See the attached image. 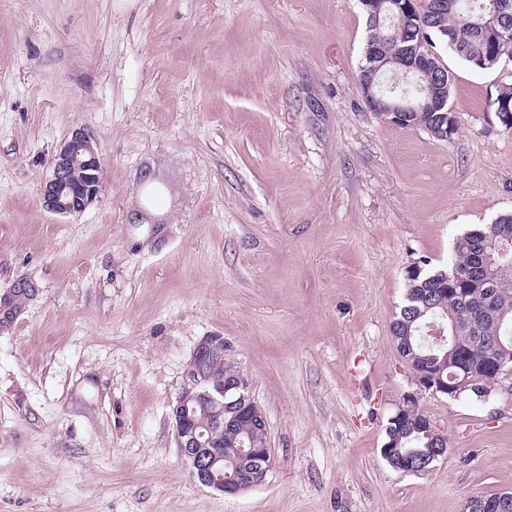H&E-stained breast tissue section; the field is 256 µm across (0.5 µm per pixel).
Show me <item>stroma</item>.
<instances>
[{
	"label": "stroma",
	"mask_w": 512,
	"mask_h": 512,
	"mask_svg": "<svg viewBox=\"0 0 512 512\" xmlns=\"http://www.w3.org/2000/svg\"><path fill=\"white\" fill-rule=\"evenodd\" d=\"M365 38L358 0H0V297L35 285L0 326V512H465L512 492V389L418 393L391 331L408 269L512 213V131L485 107L512 66L443 54L440 141L368 109ZM79 127L104 192L60 217L40 187ZM214 335L272 458L234 496L194 480L170 417ZM412 393L448 439L421 475L381 455Z\"/></svg>",
	"instance_id": "stroma-1"
}]
</instances>
